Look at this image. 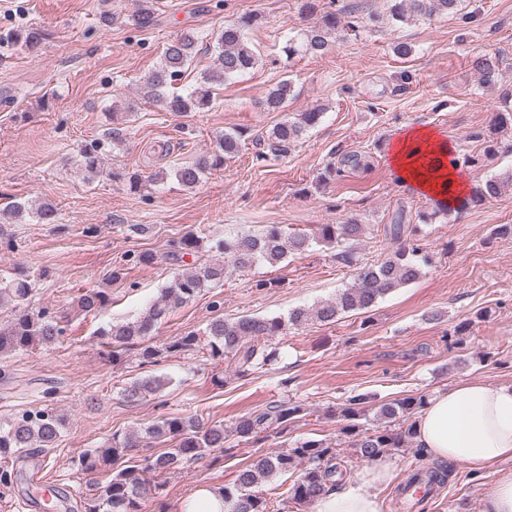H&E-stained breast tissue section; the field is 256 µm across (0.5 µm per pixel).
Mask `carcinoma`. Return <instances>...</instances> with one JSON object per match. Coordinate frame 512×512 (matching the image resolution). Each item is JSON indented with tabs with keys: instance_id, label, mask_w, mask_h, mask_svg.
Returning a JSON list of instances; mask_svg holds the SVG:
<instances>
[{
	"instance_id": "cac0c4a2",
	"label": "carcinoma",
	"mask_w": 512,
	"mask_h": 512,
	"mask_svg": "<svg viewBox=\"0 0 512 512\" xmlns=\"http://www.w3.org/2000/svg\"><path fill=\"white\" fill-rule=\"evenodd\" d=\"M460 4L461 0H393L390 17L408 24L435 14L455 13ZM154 18V0H139V8L134 15L135 25L148 28ZM256 21L257 16L244 14L225 24L216 34L215 52L222 79L237 77L258 66L259 58L246 37V31ZM358 29L355 21L328 12L322 22L310 27L300 38L289 39L285 53L290 57L322 55L335 41L338 32H356ZM195 43V35L188 33L166 44L159 64L145 78L142 87L144 98L163 106L168 112H202L211 107L209 83L215 78L213 74L202 76L194 87L180 93L172 90L193 58ZM474 66L483 83L491 86L498 82L500 72L496 60L479 57ZM292 97V83L282 80L268 93L266 108L272 112L283 110ZM322 114V109L314 108L298 112L276 124L268 134L269 151L276 156L287 154L294 143L319 123ZM243 137L244 132L239 129L226 132L210 151L189 164L170 171L159 170L146 179L133 174L129 177L130 190L137 192L145 182L157 184L169 178L184 187H192L205 171L224 165V160L236 155ZM79 158L87 171L112 175L102 166L98 146H83L79 150ZM509 184L512 185V173L502 178L492 177L473 187L467 200L481 203L497 197ZM29 213L43 224L56 221V208L48 202L33 212L24 203L14 202L0 210V223L14 224ZM363 234V225L349 221L345 224H322L312 237L306 234L287 235L272 225L258 234L219 240L209 246V250L223 254L224 260H210L193 270L176 274L160 296L138 317L111 324L101 329L98 335L103 345L112 348L114 362L120 359L121 353L138 346L141 347L140 356L144 364L164 354L191 351L200 342L193 331L160 348L149 344L158 326L175 308L191 301L212 285L223 282L236 271L257 264L278 266L288 256L306 252L314 242L336 247L356 241ZM202 242L203 238L193 232L172 239L168 242L166 259L174 264L181 263L185 256L203 252ZM425 264L427 260L419 255L418 247L404 246L380 262L356 268L351 284L340 289L334 299L311 309L295 308L285 318L241 316L228 320L219 315L209 321L204 331L210 356L214 359L230 358L235 374L248 376L269 360L261 342L281 335L287 328H298L312 321L333 322L343 313L367 312L387 294L418 280ZM32 291V284L25 276L8 282L0 281V306L11 305L15 312L7 325L0 326L1 355L39 344H52L66 332L62 318L48 309L42 308L36 313L27 309ZM108 301L106 292L90 290L77 297V306L86 313H94ZM170 383L171 380L165 377L148 375L130 383L124 389V396L129 401H138L162 392ZM425 402L426 396L419 395L373 406L368 404L364 395L351 397L340 410V415L347 421L342 431L350 439L357 458L373 462L398 448L412 447L414 431L410 420ZM301 412V406L289 401L273 402L239 417L232 432L240 438L250 439L274 425H288ZM369 421L375 425L365 426ZM66 422L67 416L53 409L23 412L6 425H0V457L23 460L30 457L35 448L44 450L51 447ZM147 439L163 445L164 450L144 458L141 464L113 469L118 461L143 447ZM224 442V424L208 423L196 414L161 417L143 429L112 434L107 445L87 450L80 456L81 471L95 476L91 495L84 500V512H144V499L151 490V476L198 460L209 449L224 447ZM295 473L298 477L288 488V499L299 505L314 504L321 493L333 490L339 479L346 476V470L342 469L336 449L331 444L314 439L298 441L290 448L258 455L239 469L233 483L221 488L225 512H269L267 500L249 493V489L277 476ZM449 474V467L436 463L424 465L422 470L409 474L397 489L401 507L414 512L435 487L447 482Z\"/></svg>"
}]
</instances>
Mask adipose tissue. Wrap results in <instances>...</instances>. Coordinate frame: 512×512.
<instances>
[{
	"mask_svg": "<svg viewBox=\"0 0 512 512\" xmlns=\"http://www.w3.org/2000/svg\"><path fill=\"white\" fill-rule=\"evenodd\" d=\"M451 143L426 126L405 127L388 147L403 182L448 206H460L466 179L447 164ZM415 442L432 458L490 475L482 512H512V384L463 381L430 397L414 419ZM392 478L382 457L341 490L319 495L315 512H382L379 490Z\"/></svg>",
	"mask_w": 512,
	"mask_h": 512,
	"instance_id": "1",
	"label": "adipose tissue"
}]
</instances>
